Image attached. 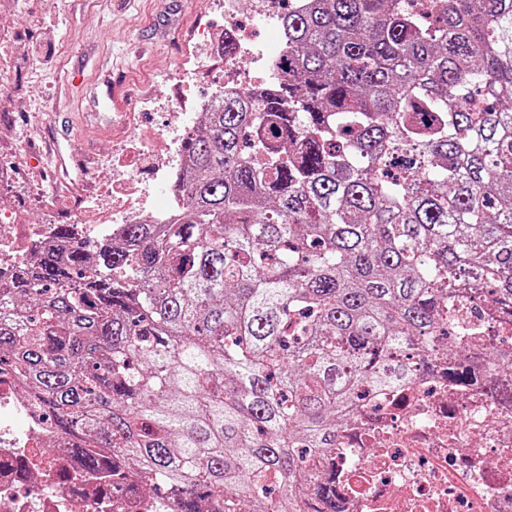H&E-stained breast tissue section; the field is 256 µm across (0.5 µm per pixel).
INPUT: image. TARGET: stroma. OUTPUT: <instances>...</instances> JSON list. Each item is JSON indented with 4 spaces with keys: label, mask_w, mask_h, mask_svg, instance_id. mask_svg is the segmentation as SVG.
Here are the masks:
<instances>
[{
    "label": "stroma",
    "mask_w": 512,
    "mask_h": 512,
    "mask_svg": "<svg viewBox=\"0 0 512 512\" xmlns=\"http://www.w3.org/2000/svg\"><path fill=\"white\" fill-rule=\"evenodd\" d=\"M223 24L211 0H0V217L41 223L51 192L95 200L123 121L151 141L191 38Z\"/></svg>",
    "instance_id": "35a3bbf8"
}]
</instances>
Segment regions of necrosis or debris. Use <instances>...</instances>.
<instances>
[{
  "mask_svg": "<svg viewBox=\"0 0 512 512\" xmlns=\"http://www.w3.org/2000/svg\"><path fill=\"white\" fill-rule=\"evenodd\" d=\"M224 32L207 31L191 45L193 64L173 74L175 94L167 125L154 144L126 136L112 150V178L100 188L102 206L89 210L70 199L77 234L95 221L105 237L127 224H168L175 217L174 184L186 164L184 136L222 95L266 87L268 76L246 73L237 57H223ZM223 78L216 94L188 89L200 66ZM52 240L48 224L0 225V272L30 260ZM399 393L370 392L356 424L338 433L330 466L342 512H512V400L486 395L483 378L448 385V339ZM53 439L56 451L39 447ZM42 489L31 492L33 483ZM112 481L83 471L62 434L47 436L32 406L10 379L0 380V512H109Z\"/></svg>",
  "mask_w": 512,
  "mask_h": 512,
  "instance_id": "obj_1",
  "label": "necrosis or debris"
}]
</instances>
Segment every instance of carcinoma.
I'll return each mask as SVG.
<instances>
[{"label":"carcinoma","instance_id":"obj_1","mask_svg":"<svg viewBox=\"0 0 512 512\" xmlns=\"http://www.w3.org/2000/svg\"><path fill=\"white\" fill-rule=\"evenodd\" d=\"M186 138L176 221L0 277V374L150 512H340L315 463L465 304L512 320V0H299ZM471 374L448 366V383ZM486 392L512 398V353Z\"/></svg>","mask_w":512,"mask_h":512}]
</instances>
